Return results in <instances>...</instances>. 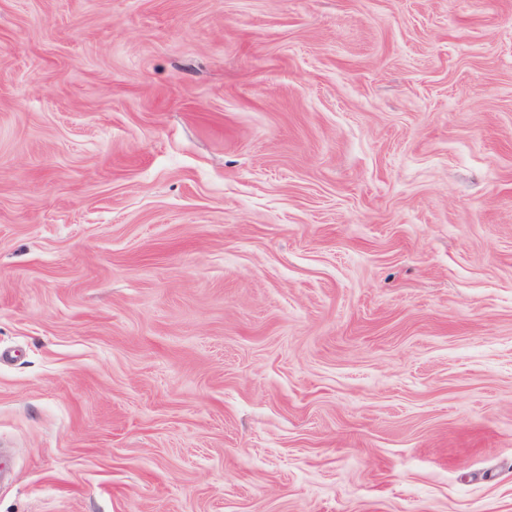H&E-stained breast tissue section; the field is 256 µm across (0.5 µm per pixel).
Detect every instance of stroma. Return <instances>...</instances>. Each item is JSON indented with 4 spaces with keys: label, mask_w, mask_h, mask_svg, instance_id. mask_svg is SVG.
<instances>
[{
    "label": "stroma",
    "mask_w": 512,
    "mask_h": 512,
    "mask_svg": "<svg viewBox=\"0 0 512 512\" xmlns=\"http://www.w3.org/2000/svg\"><path fill=\"white\" fill-rule=\"evenodd\" d=\"M0 512H512V0H0Z\"/></svg>",
    "instance_id": "35a3bbf8"
}]
</instances>
